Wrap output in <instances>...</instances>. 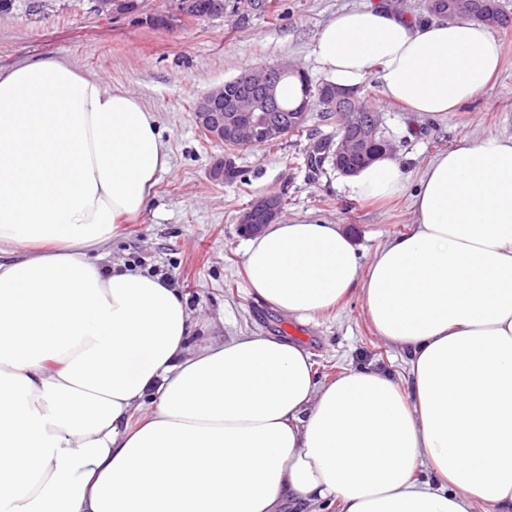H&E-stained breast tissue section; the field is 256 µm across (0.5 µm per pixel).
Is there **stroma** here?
Instances as JSON below:
<instances>
[{
    "label": "stroma",
    "mask_w": 512,
    "mask_h": 512,
    "mask_svg": "<svg viewBox=\"0 0 512 512\" xmlns=\"http://www.w3.org/2000/svg\"><path fill=\"white\" fill-rule=\"evenodd\" d=\"M383 0H269L247 20L176 18L159 27L170 0H140L132 15L97 13L95 0H11L0 12V67L47 56L63 57L106 84L135 92L157 112L172 157L154 198L109 245L111 262L166 274L199 322L193 341L212 330L227 336L261 334L297 343L310 354L320 382L345 370L388 371L401 387L410 383L404 352L372 327L360 292L336 312L310 321L288 316L258 301L243 274L245 236L240 212L276 192L286 202L282 220L312 214L340 225L362 260L389 238L412 227V195L376 205L354 196L345 176L324 163L312 173L307 157L314 144L335 136L336 119L313 104L301 132L278 146L237 150V178L217 182L210 170L224 145L207 140L195 125L192 105L217 85L255 64L291 63L312 86L325 77L312 54L315 38L336 11ZM503 68L495 83L460 111L439 117L384 102L375 79L359 95L382 116V130L410 179L458 140L512 137V27L494 29Z\"/></svg>",
    "instance_id": "obj_1"
}]
</instances>
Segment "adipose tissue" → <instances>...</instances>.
I'll return each instance as SVG.
<instances>
[{"instance_id":"adipose-tissue-1","label":"adipose tissue","mask_w":512,"mask_h":512,"mask_svg":"<svg viewBox=\"0 0 512 512\" xmlns=\"http://www.w3.org/2000/svg\"><path fill=\"white\" fill-rule=\"evenodd\" d=\"M327 81L441 116L491 84L487 25L337 12ZM171 166L155 112L69 62L0 68V512H512V137L434 157L414 228L360 266L339 225L275 221L244 244L253 295L301 320L360 290L410 385L318 383L302 347L216 335L161 276L104 265ZM386 155L359 197L401 194ZM140 421H133V414Z\"/></svg>"}]
</instances>
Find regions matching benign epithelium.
I'll return each mask as SVG.
<instances>
[{"instance_id":"benign-epithelium-1","label":"benign epithelium","mask_w":512,"mask_h":512,"mask_svg":"<svg viewBox=\"0 0 512 512\" xmlns=\"http://www.w3.org/2000/svg\"><path fill=\"white\" fill-rule=\"evenodd\" d=\"M439 17L453 21L475 17L486 24L492 18L477 12L474 0H448V7ZM294 71L288 64H259L242 82L235 95L224 94L219 87L198 100L194 122L210 140L226 147H244L251 141H280L286 135L283 121L274 116L279 111L277 100L278 77ZM319 102H324L336 114L341 133L329 141L336 169L351 176L380 156L391 154L393 148L375 151L381 131V115L367 113L358 106V90L327 85L317 90ZM283 205L275 195H266L260 204H252L238 216V227L246 235L259 233L263 227L278 219Z\"/></svg>"}]
</instances>
